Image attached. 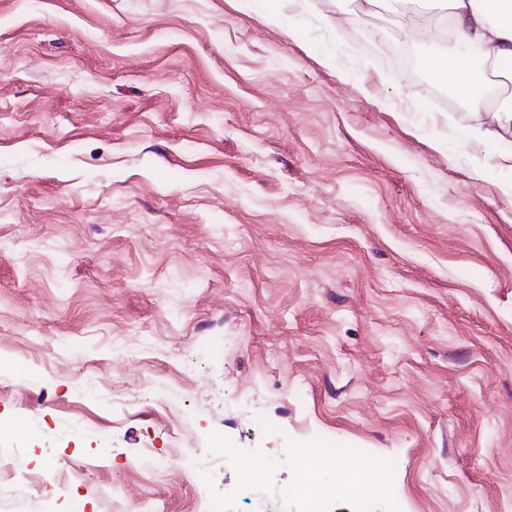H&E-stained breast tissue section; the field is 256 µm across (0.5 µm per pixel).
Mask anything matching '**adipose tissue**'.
<instances>
[{
	"mask_svg": "<svg viewBox=\"0 0 512 512\" xmlns=\"http://www.w3.org/2000/svg\"><path fill=\"white\" fill-rule=\"evenodd\" d=\"M431 15L420 18L400 13L398 36L435 42L440 30L453 32L471 48L470 54L446 51L428 57L424 65L434 76L449 82L459 94H469L475 64L490 67L493 75L512 83V0H432ZM485 121L473 129L474 137L492 147L499 165L512 171V93L488 103H474Z\"/></svg>",
	"mask_w": 512,
	"mask_h": 512,
	"instance_id": "adipose-tissue-1",
	"label": "adipose tissue"
}]
</instances>
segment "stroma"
Returning <instances> with one entry per match:
<instances>
[{
    "label": "stroma",
    "mask_w": 512,
    "mask_h": 512,
    "mask_svg": "<svg viewBox=\"0 0 512 512\" xmlns=\"http://www.w3.org/2000/svg\"><path fill=\"white\" fill-rule=\"evenodd\" d=\"M361 2L0 0L12 512H196L200 472L235 484L215 431L392 460L400 512H512V193Z\"/></svg>",
    "instance_id": "35a3bbf8"
}]
</instances>
